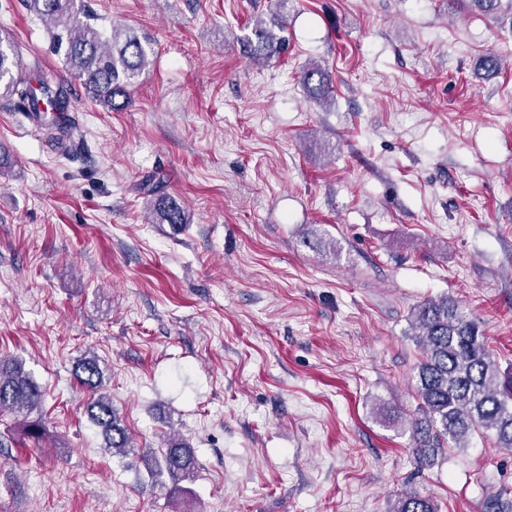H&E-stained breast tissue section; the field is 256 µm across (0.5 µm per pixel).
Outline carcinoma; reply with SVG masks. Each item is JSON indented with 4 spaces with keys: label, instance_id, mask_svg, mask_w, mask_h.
I'll return each mask as SVG.
<instances>
[{
    "label": "carcinoma",
    "instance_id": "carcinoma-1",
    "mask_svg": "<svg viewBox=\"0 0 512 512\" xmlns=\"http://www.w3.org/2000/svg\"><path fill=\"white\" fill-rule=\"evenodd\" d=\"M28 10L50 30L57 51L70 75L99 105L112 111L129 103V88L149 64L150 43L130 28L113 24L105 27L80 0H25ZM287 28L284 17L273 18V27L257 17L255 40L249 42L250 58H266L285 48V40L274 30ZM33 76L26 75L17 51L0 38V96L20 111L38 120V129L49 141L60 145L63 155H73L83 143L73 139L76 123L62 128L49 112H63L67 97L56 82L55 73L42 70L34 61ZM304 88L328 98L329 83L324 70L312 63L301 75ZM164 180L146 176L143 189L155 196L154 214L158 224H189L191 212L164 192ZM422 356L416 366L418 416L409 429L417 462L427 464L442 449L468 447L469 437L479 431L493 432L497 447L512 450V374L501 375L486 346L478 323L460 305L446 296L431 298L413 312ZM75 377L97 394L87 409L91 423L100 429L106 448L127 455L132 450L129 436L111 400L103 393L104 372L95 354L85 355L75 368ZM42 389L20 358L0 359V415L23 414L22 430L28 439H43L41 417L30 418L42 404ZM151 471H165L186 479L193 476L192 448L176 437L167 439L161 452H146ZM391 512H437L433 501L419 494L397 498Z\"/></svg>",
    "mask_w": 512,
    "mask_h": 512
}]
</instances>
